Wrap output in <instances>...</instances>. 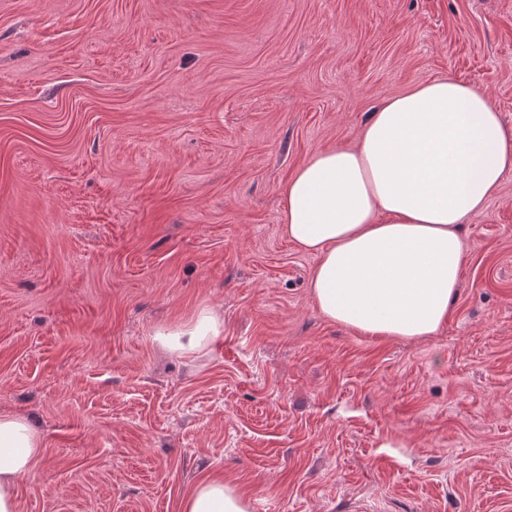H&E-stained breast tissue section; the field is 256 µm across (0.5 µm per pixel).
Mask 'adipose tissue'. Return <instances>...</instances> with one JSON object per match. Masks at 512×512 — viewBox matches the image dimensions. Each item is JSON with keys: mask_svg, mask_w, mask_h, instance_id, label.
<instances>
[{"mask_svg": "<svg viewBox=\"0 0 512 512\" xmlns=\"http://www.w3.org/2000/svg\"><path fill=\"white\" fill-rule=\"evenodd\" d=\"M511 173L512 136L473 86L435 79L385 100L355 147L315 153L283 193L284 235L318 259L310 290L321 313L373 336H435L461 283L462 224ZM222 331L219 316L203 309L156 339L191 356ZM42 451L26 417L0 415V512H15V482ZM180 510L248 512V502L211 475Z\"/></svg>", "mask_w": 512, "mask_h": 512, "instance_id": "obj_1", "label": "adipose tissue"}]
</instances>
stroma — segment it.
Masks as SVG:
<instances>
[{
    "instance_id": "obj_1",
    "label": "stroma",
    "mask_w": 512,
    "mask_h": 512,
    "mask_svg": "<svg viewBox=\"0 0 512 512\" xmlns=\"http://www.w3.org/2000/svg\"><path fill=\"white\" fill-rule=\"evenodd\" d=\"M436 78L512 133V0H0V414L16 512H512V174L436 336L327 320L282 191ZM217 312L189 359L157 329ZM43 440L26 417L0 415V512H15V482L43 451ZM181 512H248L247 500L220 475L199 480L182 500Z\"/></svg>"
}]
</instances>
